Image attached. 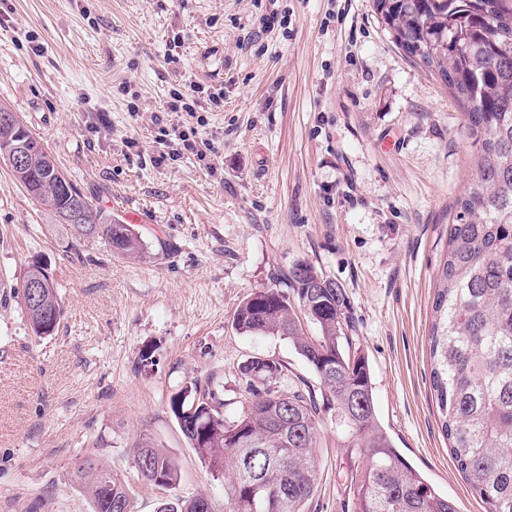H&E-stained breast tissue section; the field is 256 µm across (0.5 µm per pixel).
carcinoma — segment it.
Listing matches in <instances>:
<instances>
[{
	"instance_id": "cac0c4a2",
	"label": "carcinoma",
	"mask_w": 512,
	"mask_h": 512,
	"mask_svg": "<svg viewBox=\"0 0 512 512\" xmlns=\"http://www.w3.org/2000/svg\"><path fill=\"white\" fill-rule=\"evenodd\" d=\"M372 10L391 42L448 88L478 145L476 178L458 199L433 302L431 381L457 470L487 512H512V0H372ZM33 144L31 171L13 174L27 194L63 225L68 194L83 198L82 221L93 234L71 228L76 242L101 240L118 256L144 257L147 245L132 225L94 208L44 144ZM26 278L22 273L13 298L34 336H50L63 315L59 284L54 274L45 277L43 307L36 308L27 304ZM285 280L297 305L278 288L258 289L240 302L233 325L290 341L321 393L302 380L286 382L288 368L273 360L238 366L232 416L212 379L190 383L170 401L190 447L224 479V512H306L321 480L323 412L333 413L352 453L365 457L345 475L349 512H461L381 426L368 357L343 346L350 328L343 288L305 260ZM300 313L319 335L304 332ZM244 450L252 452L248 468L240 466ZM133 453L145 484H179L178 462L151 439ZM70 481L88 494L92 512H133L126 476L95 454L78 458ZM199 498L166 500L156 512H196Z\"/></svg>"
}]
</instances>
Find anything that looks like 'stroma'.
<instances>
[{
	"label": "stroma",
	"mask_w": 512,
	"mask_h": 512,
	"mask_svg": "<svg viewBox=\"0 0 512 512\" xmlns=\"http://www.w3.org/2000/svg\"><path fill=\"white\" fill-rule=\"evenodd\" d=\"M199 87L196 151L155 164L171 90ZM0 106L148 255L78 247L0 164V512H92L71 484L96 452L126 473L134 512L224 482L169 409L188 383L284 362L320 381L292 344L232 326L251 292L305 260L345 291L353 347L370 361L379 422L463 512H485L451 459L431 388L428 332L448 226L477 147L442 83L391 43L372 0H0ZM213 152L199 157V150ZM64 315L35 339L11 287L32 257ZM149 363H142L143 351ZM181 467L165 491L134 467L140 438ZM322 476L308 512H347L351 458L324 414Z\"/></svg>",
	"instance_id": "1"
}]
</instances>
